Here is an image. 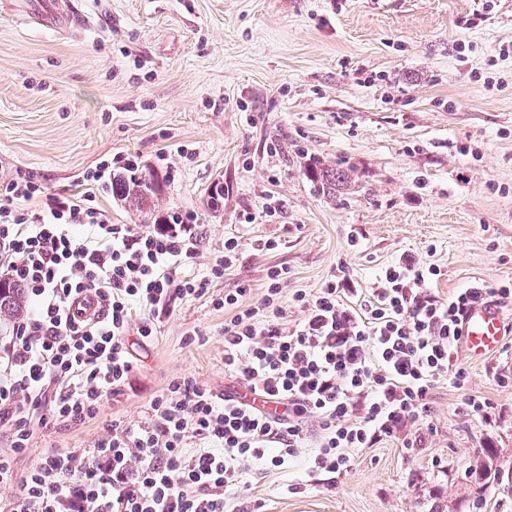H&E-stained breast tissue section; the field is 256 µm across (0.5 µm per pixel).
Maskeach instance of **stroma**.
Segmentation results:
<instances>
[{
	"mask_svg": "<svg viewBox=\"0 0 512 512\" xmlns=\"http://www.w3.org/2000/svg\"><path fill=\"white\" fill-rule=\"evenodd\" d=\"M72 4L83 23L61 34L23 0H0V180L30 174L44 193L79 196L84 174L119 155L163 179L165 214L195 216L189 273L206 272L227 238L241 250L156 336L129 326L136 367L95 418L36 426L21 452L1 423L18 473L48 450L92 448L110 423H144L174 379L219 397L241 389L224 372L232 314L213 301L243 287L260 306L271 267L288 271L286 303L341 263L371 294L405 252L439 266L430 289L442 300L475 281L512 284V0ZM317 162L347 172L348 190L325 196L306 175ZM267 238L277 249L257 250ZM458 361L464 387L438 384L424 420L314 484L311 430L296 458L246 475L230 512H512V333L497 353ZM471 395L487 419L471 415Z\"/></svg>",
	"mask_w": 512,
	"mask_h": 512,
	"instance_id": "1",
	"label": "stroma"
}]
</instances>
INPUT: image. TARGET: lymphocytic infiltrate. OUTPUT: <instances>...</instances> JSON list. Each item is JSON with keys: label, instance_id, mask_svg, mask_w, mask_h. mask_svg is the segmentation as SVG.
<instances>
[{"label": "lymphocytic infiltrate", "instance_id": "obj_1", "mask_svg": "<svg viewBox=\"0 0 512 512\" xmlns=\"http://www.w3.org/2000/svg\"><path fill=\"white\" fill-rule=\"evenodd\" d=\"M78 197H47L42 212L33 178L0 182V274L21 281L32 301L16 325L0 371V420L11 427L14 450L30 446L43 399L49 417H96L134 370L124 343L133 308L145 310L139 336L156 335L177 299L206 292L239 254L237 238L209 276L181 274L197 254L191 215H172L159 229L115 224L96 205L112 181L103 161ZM440 270L408 253L387 267L371 298L358 295L349 271L315 294L292 297L303 319L289 322L281 302L286 271L271 268L263 306L244 305L243 288L215 305L232 311L224 325V370L250 391L281 402L266 415L233 395L216 400L190 379L171 381L150 402L148 421L109 424L93 448L53 451L26 475L0 454V485L17 487V512H226V494L252 465L281 467L306 444L308 423L321 438L312 471L349 468L351 452L369 448L429 410L435 386H463L457 348L467 310L475 303L512 300V288L473 283L441 300L429 285ZM93 292L101 314L81 319L71 310ZM365 397L363 416L354 403Z\"/></svg>", "mask_w": 512, "mask_h": 512}]
</instances>
